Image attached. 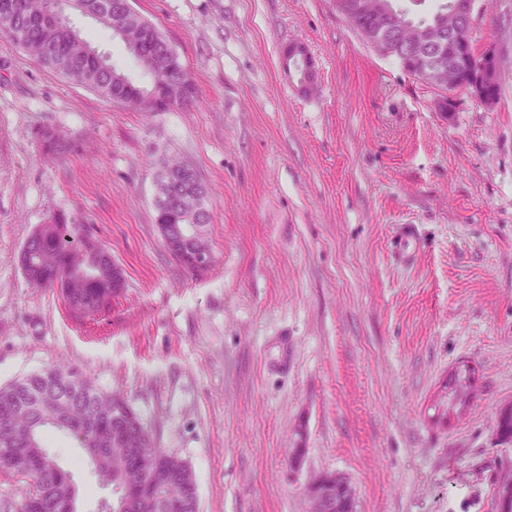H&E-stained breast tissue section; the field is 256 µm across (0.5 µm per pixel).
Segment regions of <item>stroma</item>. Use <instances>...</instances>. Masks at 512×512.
I'll use <instances>...</instances> for the list:
<instances>
[{
	"label": "stroma",
	"mask_w": 512,
	"mask_h": 512,
	"mask_svg": "<svg viewBox=\"0 0 512 512\" xmlns=\"http://www.w3.org/2000/svg\"><path fill=\"white\" fill-rule=\"evenodd\" d=\"M180 55L196 103L139 112L50 72L0 37V386L62 363L123 392L158 447L193 467L200 512H307L323 472L352 482L358 512H497L512 443V0H489L475 47L500 52L486 107L377 55L335 0H134ZM70 27L136 83L120 39L70 7ZM306 45L303 91L280 54ZM52 126L81 153L44 156ZM209 188L214 262L200 275L154 224L162 163ZM55 212L87 225L125 286L79 323L19 255ZM479 395L459 422H428L460 363ZM303 435L305 461L289 450ZM47 452L79 489L111 501L77 440Z\"/></svg>",
	"instance_id": "stroma-1"
}]
</instances>
